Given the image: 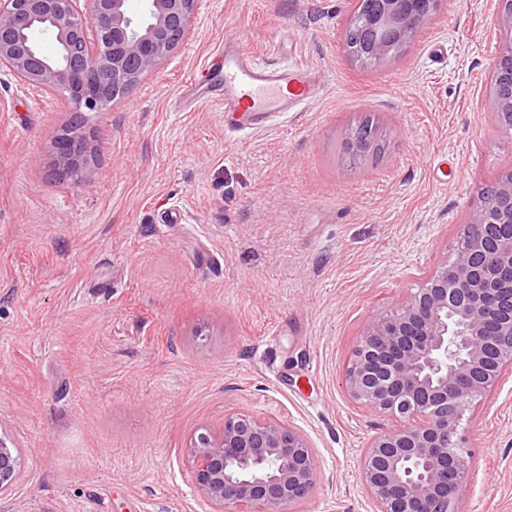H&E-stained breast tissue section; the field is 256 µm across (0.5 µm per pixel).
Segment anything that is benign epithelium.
<instances>
[{
  "label": "benign epithelium",
  "mask_w": 512,
  "mask_h": 512,
  "mask_svg": "<svg viewBox=\"0 0 512 512\" xmlns=\"http://www.w3.org/2000/svg\"><path fill=\"white\" fill-rule=\"evenodd\" d=\"M373 38L356 52L380 64L422 30L440 0H359ZM197 0H146L145 20L127 0H0V66L22 83L65 96L69 133L50 157L61 176L92 181L90 116L108 109L183 41ZM504 50L489 71L494 121L512 120V0H502ZM50 35L60 59L38 49ZM366 146L349 137L345 162ZM512 370V165L486 185L469 212L452 263L423 277L355 338L345 371L348 397L387 418L361 463L377 512H460L472 473L463 422ZM16 442L0 436V498L21 481ZM202 512H293L320 481L318 455L290 422L249 411L224 414L220 429L190 439Z\"/></svg>",
  "instance_id": "benign-epithelium-1"
}]
</instances>
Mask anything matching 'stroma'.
I'll return each mask as SVG.
<instances>
[{
  "instance_id": "1",
  "label": "stroma",
  "mask_w": 512,
  "mask_h": 512,
  "mask_svg": "<svg viewBox=\"0 0 512 512\" xmlns=\"http://www.w3.org/2000/svg\"><path fill=\"white\" fill-rule=\"evenodd\" d=\"M355 0H199L182 43L91 117L92 182L48 161L72 106L0 67V434L23 479L0 512H201L189 442L225 413L309 438L298 512H376L360 460L385 421L345 393L356 336L452 260L512 164L487 75L501 0H441L394 58L349 54ZM324 73L294 112L225 124L180 105L225 38ZM384 149L347 168L349 128ZM464 512H512V373L467 424Z\"/></svg>"
}]
</instances>
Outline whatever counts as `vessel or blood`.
Segmentation results:
<instances>
[{"label":"vessel or blood","instance_id":"b4317fda","mask_svg":"<svg viewBox=\"0 0 512 512\" xmlns=\"http://www.w3.org/2000/svg\"><path fill=\"white\" fill-rule=\"evenodd\" d=\"M221 71L206 86L225 114L290 112L307 102L318 87L316 72L296 62L267 64L236 41L218 53Z\"/></svg>","mask_w":512,"mask_h":512}]
</instances>
